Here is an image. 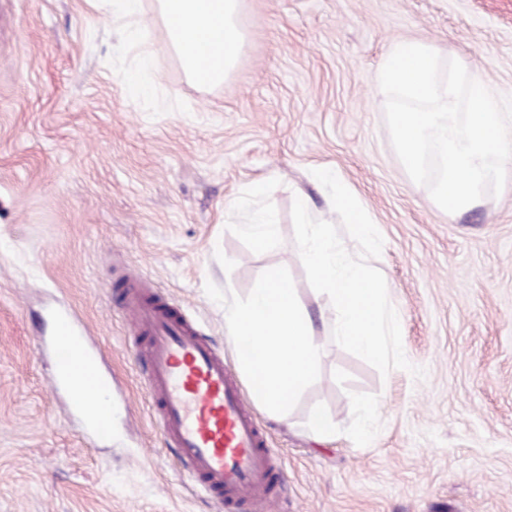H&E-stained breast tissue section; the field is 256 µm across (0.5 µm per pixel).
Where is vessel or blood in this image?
Masks as SVG:
<instances>
[{
	"label": "vessel or blood",
	"mask_w": 512,
	"mask_h": 512,
	"mask_svg": "<svg viewBox=\"0 0 512 512\" xmlns=\"http://www.w3.org/2000/svg\"><path fill=\"white\" fill-rule=\"evenodd\" d=\"M112 302L139 343L138 362L165 446L231 512H250L259 503L272 512L283 468L213 338L169 300L147 296L137 284L124 283ZM51 317L52 334L41 344L53 363L52 380L90 436L111 441L112 379L101 370L100 351L69 309H54Z\"/></svg>",
	"instance_id": "vessel-or-blood-1"
}]
</instances>
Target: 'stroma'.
Wrapping results in <instances>:
<instances>
[{
	"mask_svg": "<svg viewBox=\"0 0 512 512\" xmlns=\"http://www.w3.org/2000/svg\"><path fill=\"white\" fill-rule=\"evenodd\" d=\"M240 22L235 71L203 89L145 17L163 109L118 81L134 55L105 0H0V512H220L165 448L111 291L140 274L241 379L224 312L272 266L323 341L293 406L250 405L287 475L280 512H512V179L469 210L435 206L374 84L393 43L420 40L512 96V0H241ZM321 168L384 239L372 264L424 379L380 374L321 317L291 216L303 196L337 222ZM257 209L277 226L263 250L241 231ZM59 303L112 375L111 442L51 385L39 336Z\"/></svg>",
	"mask_w": 512,
	"mask_h": 512,
	"instance_id": "1",
	"label": "stroma"
}]
</instances>
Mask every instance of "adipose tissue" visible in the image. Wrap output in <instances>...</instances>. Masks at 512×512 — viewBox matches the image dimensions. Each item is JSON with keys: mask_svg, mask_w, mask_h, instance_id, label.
Here are the masks:
<instances>
[{"mask_svg": "<svg viewBox=\"0 0 512 512\" xmlns=\"http://www.w3.org/2000/svg\"><path fill=\"white\" fill-rule=\"evenodd\" d=\"M238 0H157V16L186 76L212 88L233 70L244 40L237 22ZM142 0H112V14L122 21V38L136 53L135 71L122 74L129 92L150 95L154 57L141 34ZM234 336H251L260 358L242 356L257 402L280 411L292 405L315 377L322 351L310 317L284 274L269 272L249 301L225 315Z\"/></svg>", "mask_w": 512, "mask_h": 512, "instance_id": "adipose-tissue-1", "label": "adipose tissue"}]
</instances>
